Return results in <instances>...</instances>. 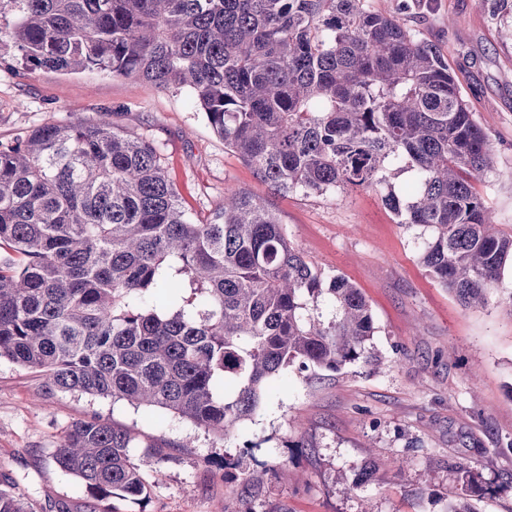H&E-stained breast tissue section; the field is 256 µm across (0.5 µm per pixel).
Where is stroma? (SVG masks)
<instances>
[{"label":"stroma","instance_id":"obj_1","mask_svg":"<svg viewBox=\"0 0 512 512\" xmlns=\"http://www.w3.org/2000/svg\"><path fill=\"white\" fill-rule=\"evenodd\" d=\"M512 0H417L404 19L436 44L487 132L493 167L475 189L499 229L512 233ZM0 48V142L44 123L106 121L157 140L192 218L211 215L228 189L269 198L289 240L325 274L347 277L371 306L379 368L337 372L290 366L268 380L261 408L228 439L165 411L46 390L41 377L0 360V466L33 512H105L52 454L73 420L94 414L132 431L172 461L145 471L149 496L118 512H238L242 487L219 462L241 456L266 469L254 512H447L460 468L482 488L480 512H512V266L485 306L463 307L422 265L429 228L399 223L380 187L270 195L199 112L188 91L93 70L15 71ZM406 468L397 471L396 460ZM375 463L352 491L343 478Z\"/></svg>","mask_w":512,"mask_h":512}]
</instances>
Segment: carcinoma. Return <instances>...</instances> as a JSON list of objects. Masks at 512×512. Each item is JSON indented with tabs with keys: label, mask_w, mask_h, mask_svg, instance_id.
Instances as JSON below:
<instances>
[{
	"label": "carcinoma",
	"mask_w": 512,
	"mask_h": 512,
	"mask_svg": "<svg viewBox=\"0 0 512 512\" xmlns=\"http://www.w3.org/2000/svg\"><path fill=\"white\" fill-rule=\"evenodd\" d=\"M366 0H0L29 71L99 69L186 89L272 192L387 186L401 224L433 230L423 265L465 307L512 262L472 180L493 164L437 45ZM413 171L401 193L389 172ZM332 314L324 319L322 307ZM371 308L295 248L277 212L227 190L186 215L155 141L107 122L45 123L0 143V358L46 387L163 409L227 438L296 365L379 362ZM99 415L68 426L55 464L100 500L145 498L166 459ZM237 479L259 472L224 457ZM448 512H478L476 477ZM0 475V512H29Z\"/></svg>",
	"instance_id": "1"
}]
</instances>
